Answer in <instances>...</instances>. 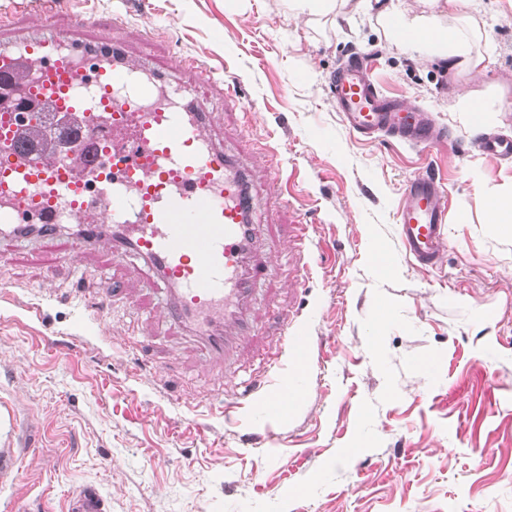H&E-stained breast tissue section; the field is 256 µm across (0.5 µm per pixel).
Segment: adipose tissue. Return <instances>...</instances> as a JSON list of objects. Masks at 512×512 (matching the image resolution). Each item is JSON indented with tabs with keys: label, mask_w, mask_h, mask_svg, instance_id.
I'll return each instance as SVG.
<instances>
[{
	"label": "adipose tissue",
	"mask_w": 512,
	"mask_h": 512,
	"mask_svg": "<svg viewBox=\"0 0 512 512\" xmlns=\"http://www.w3.org/2000/svg\"><path fill=\"white\" fill-rule=\"evenodd\" d=\"M425 12L415 13L403 5V0H390L381 15L387 24L401 23L405 34L397 38V45L416 50L426 47L432 59L451 62L453 67L472 71L482 68L486 57L473 53L471 43L478 32L469 26L448 27L442 36L426 41L422 32L440 25L442 15L457 11L461 0H424Z\"/></svg>",
	"instance_id": "obj_1"
}]
</instances>
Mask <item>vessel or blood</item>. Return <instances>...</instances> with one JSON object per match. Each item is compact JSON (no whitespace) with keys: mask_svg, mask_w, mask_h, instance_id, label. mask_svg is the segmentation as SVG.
<instances>
[{"mask_svg":"<svg viewBox=\"0 0 512 512\" xmlns=\"http://www.w3.org/2000/svg\"><path fill=\"white\" fill-rule=\"evenodd\" d=\"M191 68L195 81L171 83L83 17L65 29L47 24L18 42H0V238L52 240L67 223L79 252L105 248L116 258H144L164 289L168 320L221 357L242 339L251 286L268 263L255 248L249 174L217 147L212 118L197 104L214 75L199 62ZM332 83L336 109L354 134L422 145L448 137L415 107L381 93L360 58ZM19 101L50 103L86 126L87 138L61 154L31 150L14 112ZM446 218L437 175L415 177L397 213L406 255L437 265ZM288 348V369L264 387L263 418H283L302 396L309 340L292 332ZM73 512H105V501L80 487Z\"/></svg>","mask_w":512,"mask_h":512,"instance_id":"1","label":"vessel or blood"}]
</instances>
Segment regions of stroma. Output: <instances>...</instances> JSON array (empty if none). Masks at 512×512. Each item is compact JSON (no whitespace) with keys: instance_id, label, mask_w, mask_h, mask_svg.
I'll use <instances>...</instances> for the list:
<instances>
[{"instance_id":"stroma-1","label":"stroma","mask_w":512,"mask_h":512,"mask_svg":"<svg viewBox=\"0 0 512 512\" xmlns=\"http://www.w3.org/2000/svg\"><path fill=\"white\" fill-rule=\"evenodd\" d=\"M383 7L299 17L289 0H0L18 35L46 15H119L115 39L171 82L189 79L190 59L215 71L200 102L216 111L217 144L251 172L269 257L249 334L220 360L164 317L143 262L103 250L75 267L70 239L0 242V449L14 453L0 512H67L82 484L108 512H512V235L490 224L486 199L512 185V159L477 150L471 114L512 136V112L497 109L512 102V0L462 5L488 37L475 50L493 46L474 72L395 46ZM352 56L447 141L349 132L330 79ZM427 168L449 208L429 269L399 254L395 223ZM281 185L284 209L271 198ZM378 250L397 252L390 272L371 262ZM382 305L394 312L383 328ZM295 326L313 369L292 414L264 423L244 408L225 421L220 400L273 378ZM426 357L439 373L422 371Z\"/></svg>"}]
</instances>
